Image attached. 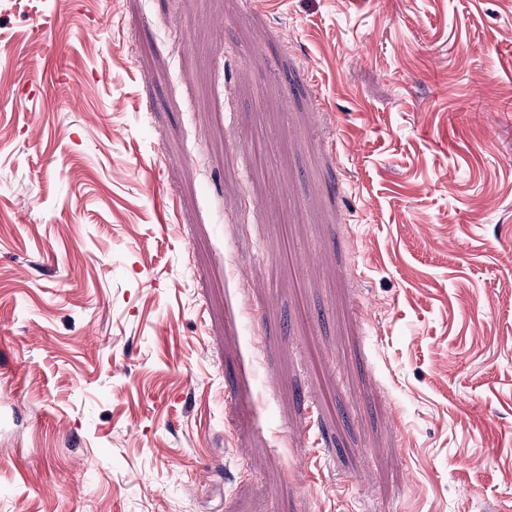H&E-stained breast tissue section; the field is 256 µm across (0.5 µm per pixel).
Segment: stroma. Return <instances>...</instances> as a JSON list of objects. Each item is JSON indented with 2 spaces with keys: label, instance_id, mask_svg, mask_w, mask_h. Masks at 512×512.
Returning <instances> with one entry per match:
<instances>
[{
  "label": "stroma",
  "instance_id": "stroma-1",
  "mask_svg": "<svg viewBox=\"0 0 512 512\" xmlns=\"http://www.w3.org/2000/svg\"><path fill=\"white\" fill-rule=\"evenodd\" d=\"M512 0H0V512H512Z\"/></svg>",
  "mask_w": 512,
  "mask_h": 512
}]
</instances>
